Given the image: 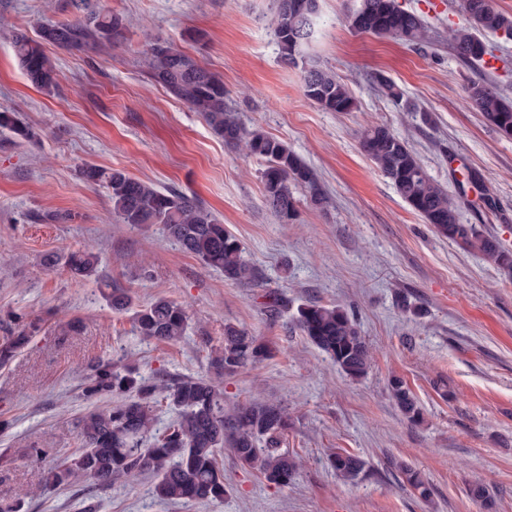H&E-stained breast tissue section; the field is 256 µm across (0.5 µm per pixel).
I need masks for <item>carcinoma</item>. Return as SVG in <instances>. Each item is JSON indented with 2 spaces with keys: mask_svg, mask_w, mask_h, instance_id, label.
<instances>
[{
  "mask_svg": "<svg viewBox=\"0 0 512 512\" xmlns=\"http://www.w3.org/2000/svg\"><path fill=\"white\" fill-rule=\"evenodd\" d=\"M462 6L468 25L449 29L453 49L462 61L483 59L481 32H501L512 38V15L495 8L492 0H462ZM73 7L76 14L72 18L43 26L39 38L15 36L19 65L29 81L41 89L51 90L57 77L45 46L107 50L124 38L122 18L101 10L94 0H74ZM318 8V0H278L272 25L284 59L295 58L298 48L312 37ZM349 23L357 32L397 38L415 46L428 42L421 18L403 9L399 0H360ZM147 58L151 79L198 112L215 137L265 161L260 172L265 200L282 223L296 220L298 187L307 190L310 205L323 207L326 194L314 170L283 141L260 129H245L236 114L224 106V80L219 75L163 40L149 45ZM376 81L387 98L395 102L403 99L404 93L395 82L382 75ZM303 91L328 112H351L356 107L347 84L315 65L304 70ZM466 103L500 136L512 139V101L503 98L493 85L481 79L472 81ZM0 129L24 141L34 137L13 112H0ZM361 148L425 223L448 240L482 254L512 277V251L477 225L460 222L458 203L429 177L403 139L384 125H372L363 132ZM81 175L86 183L107 190L117 223L133 227L159 224L168 238L205 268L224 274L225 280L243 288L263 287L257 269L244 259L239 239L196 196L159 188L119 168L86 165ZM96 265L97 257L89 252H73L65 259V266L76 278L91 276ZM111 289L112 310L132 309L133 300L125 289L116 285ZM133 320L143 339L168 343L180 341L189 326L184 306L166 297H157L135 310ZM13 321L16 331L0 342L1 368L42 330L39 319L16 316ZM293 323L346 376L356 379L367 373L370 352L354 310L309 302L297 308ZM269 356L270 349L260 337L226 323L224 344L212 352L210 366L222 377ZM389 387L402 415L411 423L420 422L421 409L406 383L394 377ZM82 395L88 408L77 420V451L54 463L44 482L28 495H42L80 477L104 489L138 475H150L161 500L222 501L227 489L217 450L226 447L241 465L259 470L275 485H287L297 472L295 459L280 449L289 427L288 412L257 401L241 402L226 411L224 388L210 377L145 376L136 368L100 359L90 366ZM163 405L176 411V418L160 429L158 411ZM329 464L350 483L365 477L369 470L364 459L347 451L333 454ZM396 468L419 498L431 497L432 486L420 472L402 463Z\"/></svg>",
  "mask_w": 512,
  "mask_h": 512,
  "instance_id": "carcinoma-1",
  "label": "carcinoma"
}]
</instances>
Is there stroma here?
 Masks as SVG:
<instances>
[{
    "label": "stroma",
    "mask_w": 512,
    "mask_h": 512,
    "mask_svg": "<svg viewBox=\"0 0 512 512\" xmlns=\"http://www.w3.org/2000/svg\"><path fill=\"white\" fill-rule=\"evenodd\" d=\"M123 17L124 42L106 53L47 46L57 84L34 86L13 39L73 14L71 0H0V111L36 134L0 132V340L12 315L43 318V331L0 368V508L21 512H512V279L479 253L437 235L367 158L365 128L384 124L405 138L430 178L459 197V219L512 250V139L501 138L466 103L471 80L512 99V39L482 37L494 68L467 64L448 42L465 25L460 0H401L421 16L431 42L419 48L351 29L357 0H319L311 39L296 63L281 57L271 19L277 0H99ZM170 41L224 80V102L249 128L285 142L317 173L325 209L297 191L298 216L284 224L269 209L262 162L211 133L202 116L147 74L143 50ZM332 70L356 100L351 112L322 110L303 91L305 67ZM395 81L403 103L383 96L376 74ZM91 164L197 196L234 234L264 288H242L205 269L160 225L115 223L104 188L83 181ZM483 181L472 185L469 170ZM91 251L92 274L72 278L45 256ZM143 304H185L186 337L143 340L131 313L113 311L107 284ZM287 302L270 314L266 290ZM354 306L371 352L367 373L345 376L294 326L298 305ZM419 314L403 310V303ZM233 323L260 336L271 355L224 377L227 405L259 397L285 408L281 447L300 461L294 480L268 483L223 450L227 493L220 502L165 503L154 480L23 497L49 465L79 446L76 420L88 366L114 359L144 375L210 373L209 356ZM403 379L424 412L408 423L389 393ZM39 455H30L32 443ZM344 450L371 470L346 483L328 458ZM429 480L421 500L396 463ZM484 484L490 500L471 496Z\"/></svg>",
    "instance_id": "35a3bbf8"
}]
</instances>
